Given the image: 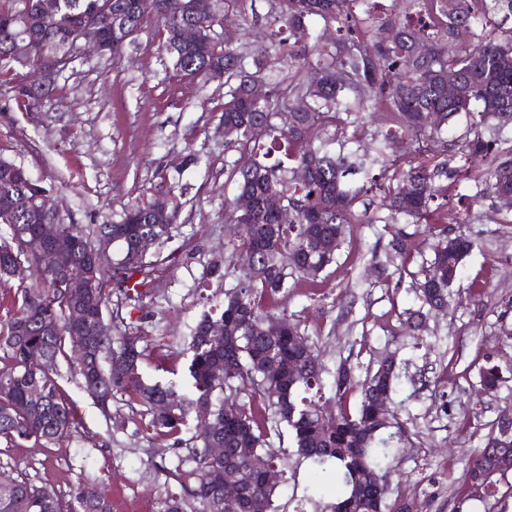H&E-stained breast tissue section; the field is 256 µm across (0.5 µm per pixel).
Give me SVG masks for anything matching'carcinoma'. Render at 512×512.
I'll use <instances>...</instances> for the list:
<instances>
[{
    "mask_svg": "<svg viewBox=\"0 0 512 512\" xmlns=\"http://www.w3.org/2000/svg\"><path fill=\"white\" fill-rule=\"evenodd\" d=\"M44 0H0V86L9 85L15 98L25 104L55 88V83L34 78L31 60H68L75 56L71 35L89 21L97 24L101 44L110 56H119L147 24L161 21L157 34L173 59V67L186 79L201 81L210 72L224 73L225 143L238 157L229 164L227 179L237 185V195L253 200V208L241 214L226 206L230 223L238 226L231 240L232 252L249 249L255 266L239 276L236 289L224 293L215 314L203 315L191 330L183 353L189 356L192 379L186 392L172 385L148 383L141 374L143 352L139 338L123 332L119 341L104 336L98 343L99 370L76 373L83 389L101 409L109 407L118 393L127 394L145 407L156 435L181 444L180 435L201 407L211 411V428L195 433L188 448L193 467L186 479L175 474L183 494L165 497L160 512H240L242 506L224 503L219 490L224 461L208 456L206 448L216 444L233 461L245 490L251 496L252 512H275V487L265 484L262 469L279 460L270 448V431L259 416L285 426L292 434L295 455L315 466L319 489L326 481H338L346 493L326 505L328 512H402L399 499L389 497V460L399 432H392L397 412L380 417L374 408L378 393H391L397 378L392 359L358 379L352 367L342 363L334 375L336 416L322 420L324 405L318 399L324 364L318 354L304 355L295 342L301 336L297 324L276 314L277 296L288 288V275L298 272L315 276L336 258L346 228L358 220L356 201L377 190L381 206L389 211L385 224L411 218L418 224L434 214L448 199L444 181L467 179L477 165L481 194L499 198L512 193V146L500 147L496 135L485 133L490 122L512 118V0H406L418 6L430 25L416 28L405 17L387 19L376 29L360 27L353 15L358 0H278L273 17L278 33L288 32L274 45L281 63L293 67L301 56L297 44L310 48L305 58L307 79L292 81L280 91L271 83L268 51L244 53L215 39L199 45L171 50L178 30L188 23L212 29L224 22V9L234 0H221L205 16L192 14V0H150L143 9L136 0H54L55 11L46 18ZM319 17L336 24L339 33L331 44L313 35L308 20ZM428 45L423 56L418 48ZM458 80L457 94L448 97V74ZM273 84L267 100L250 97L255 82ZM298 107L296 122L283 129L277 123L281 107ZM389 114L393 130L415 138L437 140L453 146L466 163L450 168L448 163L410 166L401 180L389 178L380 184L372 177L353 188L350 177L369 175L376 164L390 162L387 142H371L354 150L336 152L322 138L325 127L344 130L349 117L358 120L366 112ZM464 113L472 122L466 133L453 141L443 139L448 121ZM272 138L270 148L284 152L291 166L278 160L266 164L258 159L256 143ZM306 168L308 178H296V169ZM47 188L14 162L0 158V286L16 288L13 312L0 320V441L16 447L60 444L81 434L73 411V400L61 383L60 361H70L73 339L67 331L66 287L54 276L33 268L20 251L18 228L39 224L43 216L34 199ZM270 194L285 199V210L274 213L263 202ZM178 204L160 200L135 204L118 224H99L96 232L110 234L121 250V259L105 257L97 267L98 278H116L126 284L141 276L140 286L149 285L146 256L138 253L139 231L158 241L172 238L170 226ZM75 244L67 251L63 267L76 272L90 260L92 233L71 224ZM317 237L320 250L305 251L307 239ZM475 242L466 235L439 234L434 261L423 279L415 282L423 304L443 305L448 288L456 279L462 261ZM222 323L215 336L211 324ZM39 349L53 362L49 371L27 366L29 352ZM282 364L278 375L265 370L268 352ZM295 369H288V362ZM481 384L493 389L502 381L497 364L480 370ZM43 403L30 406L33 389ZM483 450L466 468V481L484 476ZM0 512H111L106 493L94 499L77 486L65 501L54 491L37 485L14 470L0 467Z\"/></svg>",
    "mask_w": 512,
    "mask_h": 512,
    "instance_id": "1",
    "label": "carcinoma"
}]
</instances>
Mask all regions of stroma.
I'll return each instance as SVG.
<instances>
[{
  "instance_id": "35a3bbf8",
  "label": "stroma",
  "mask_w": 512,
  "mask_h": 512,
  "mask_svg": "<svg viewBox=\"0 0 512 512\" xmlns=\"http://www.w3.org/2000/svg\"><path fill=\"white\" fill-rule=\"evenodd\" d=\"M275 9L276 0H238L225 40L256 51ZM223 104L222 82L176 75L151 26L122 56L76 58L41 106L20 105L0 87V157L42 181L60 222L112 224L133 204L179 201L171 239L147 253L151 300L127 302L121 315L141 337L144 379L182 390L191 328L238 282L224 264V201L236 193L225 163L237 153L224 142ZM192 153L198 164L188 163ZM473 192L469 180L451 185L447 207L428 224H404L403 258L394 257L383 225H354L335 263L313 278L290 276L277 301L320 353L326 398L340 363L361 376L395 359L391 401L406 433L390 460L389 490L412 498L418 512H512V472L489 496L471 494L465 482L467 461L512 418V207ZM435 229L475 242L439 311L422 308L410 278L430 265ZM487 364L502 369L493 390L480 386ZM60 371L82 436L45 448L0 444V465L64 498L81 482L109 487L112 512H159L166 493L181 490L174 472L186 449L156 436L128 396L116 395L103 416L73 370ZM271 442L287 459L275 503L294 512L313 469L292 459L288 435Z\"/></svg>"
}]
</instances>
